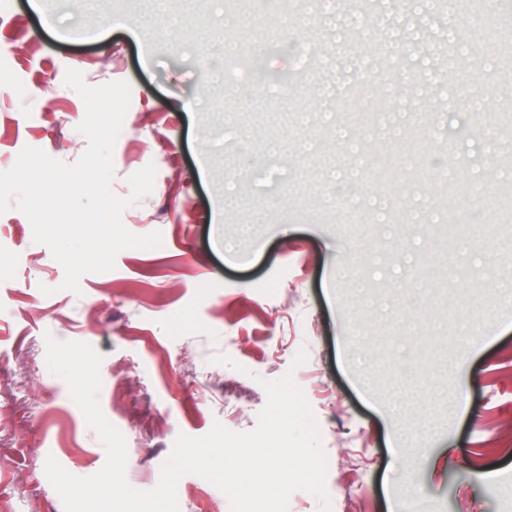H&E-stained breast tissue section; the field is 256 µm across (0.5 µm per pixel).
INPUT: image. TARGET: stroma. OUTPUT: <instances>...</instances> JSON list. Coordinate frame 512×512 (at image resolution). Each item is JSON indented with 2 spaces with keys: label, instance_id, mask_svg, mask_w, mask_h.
<instances>
[{
  "label": "stroma",
  "instance_id": "obj_1",
  "mask_svg": "<svg viewBox=\"0 0 512 512\" xmlns=\"http://www.w3.org/2000/svg\"><path fill=\"white\" fill-rule=\"evenodd\" d=\"M235 2L0 0V171L27 146L68 164L85 152L67 68L129 81L111 188L128 195L155 165L122 219L162 235L75 294L28 218L0 215V512H64L47 456L79 477L106 459L46 365L48 333L102 354L100 406L136 489L178 434L252 429L261 379L289 372L321 429L331 512H512V209L496 203L512 60L476 37L491 19L512 42V0L450 16L409 0L254 10L256 68L236 70L229 100L210 70L237 42ZM436 161L472 188L446 241ZM402 439L426 451L410 475ZM178 489L181 512H229L200 476Z\"/></svg>",
  "mask_w": 512,
  "mask_h": 512
}]
</instances>
